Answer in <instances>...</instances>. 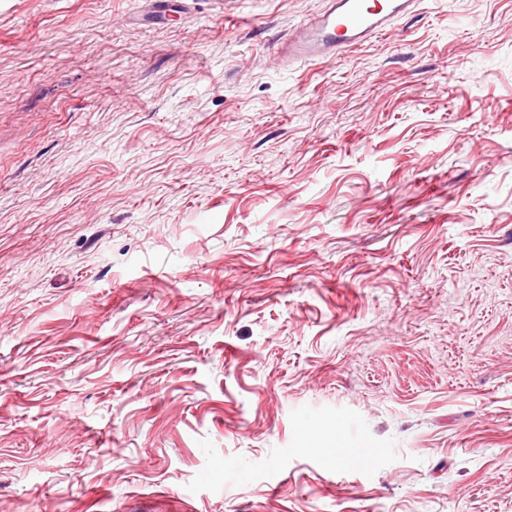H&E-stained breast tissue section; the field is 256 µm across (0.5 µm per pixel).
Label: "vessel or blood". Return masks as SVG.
<instances>
[{"label":"vessel or blood","mask_w":512,"mask_h":512,"mask_svg":"<svg viewBox=\"0 0 512 512\" xmlns=\"http://www.w3.org/2000/svg\"><path fill=\"white\" fill-rule=\"evenodd\" d=\"M415 0H327L326 9L279 40L276 52L287 64L331 61L408 17Z\"/></svg>","instance_id":"1"}]
</instances>
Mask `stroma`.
<instances>
[{"label": "stroma", "instance_id": "1", "mask_svg": "<svg viewBox=\"0 0 512 512\" xmlns=\"http://www.w3.org/2000/svg\"><path fill=\"white\" fill-rule=\"evenodd\" d=\"M0 0V512H512V0ZM415 0H327L326 9L278 42L288 66L331 61L408 17Z\"/></svg>", "mask_w": 512, "mask_h": 512}]
</instances>
